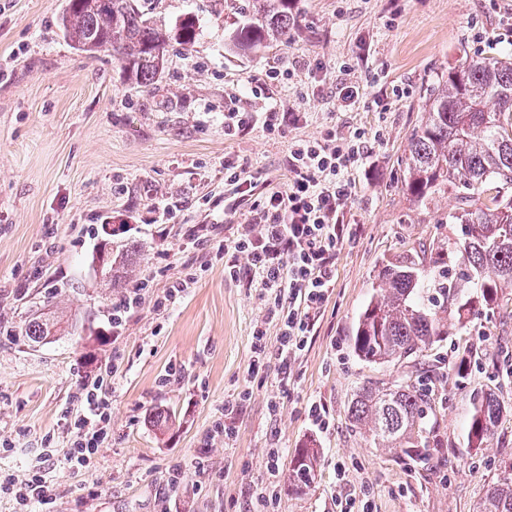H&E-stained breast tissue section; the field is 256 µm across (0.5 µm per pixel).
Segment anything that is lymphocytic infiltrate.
I'll return each instance as SVG.
<instances>
[{"instance_id":"obj_1","label":"lymphocytic infiltrate","mask_w":512,"mask_h":512,"mask_svg":"<svg viewBox=\"0 0 512 512\" xmlns=\"http://www.w3.org/2000/svg\"><path fill=\"white\" fill-rule=\"evenodd\" d=\"M369 147L362 134L346 144L332 134L294 141L286 187L265 195L255 205L251 222L237 225L218 246L224 254L225 277L247 280L261 296L274 298L280 320V373H287L291 361L311 341L336 284V247L348 230L339 223L338 214L350 197L348 173L367 160ZM240 254L246 255L247 266L237 263ZM82 405L64 461L70 468L90 470L109 434V386L99 380L84 385ZM0 491L13 494L24 512L55 499V489L40 469L21 479L6 477L0 481Z\"/></svg>"}]
</instances>
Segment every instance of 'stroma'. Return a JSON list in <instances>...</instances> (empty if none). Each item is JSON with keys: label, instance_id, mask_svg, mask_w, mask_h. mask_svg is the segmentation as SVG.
<instances>
[{"label": "stroma", "instance_id": "obj_1", "mask_svg": "<svg viewBox=\"0 0 512 512\" xmlns=\"http://www.w3.org/2000/svg\"><path fill=\"white\" fill-rule=\"evenodd\" d=\"M139 4L170 27L192 17L197 32L192 50L170 44L165 73L146 94L111 55L87 56L64 38L63 0H0V441L11 443L0 449V472L44 467L57 492L51 512H336L337 500L365 495L374 512H474L512 457V307L449 323L434 344L442 380L429 417L441 450L425 467L371 447L348 421L359 387L402 374L358 359L351 339L383 264L460 232L448 221L454 196L421 205L407 193L405 150L427 89L450 66L512 50V0H297L290 42L258 56L227 46L246 0ZM347 83L360 87L349 107L337 96ZM259 84L281 111L300 113L299 124L269 130L257 120L225 137V101L235 94L241 111H260ZM330 130L340 141L367 132L375 164L349 173L339 219L350 238L336 249L335 288L284 382L269 304L246 281L225 278L223 254L194 244L189 230L249 223L255 201L287 183L291 142ZM228 155L252 182L247 196L224 187ZM172 196L190 206L171 218L156 205ZM110 224L131 230L111 238ZM106 239L116 255L135 246L132 269L149 282L117 331L112 305L126 288L94 263ZM188 275L195 281L183 297L157 307L168 283ZM41 309L77 315L76 333L36 347L15 341L12 331ZM259 325L268 355L256 368ZM112 369L98 464L70 469L63 452L81 387ZM489 389L507 410L490 445L473 448L471 403ZM244 391L249 400L225 420L231 437L218 434L225 401ZM313 403L328 428L309 420ZM160 409L174 418L164 434L152 423ZM310 441L321 451L314 481L280 493L291 455Z\"/></svg>", "mask_w": 512, "mask_h": 512}]
</instances>
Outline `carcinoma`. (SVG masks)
Masks as SVG:
<instances>
[{
  "mask_svg": "<svg viewBox=\"0 0 512 512\" xmlns=\"http://www.w3.org/2000/svg\"><path fill=\"white\" fill-rule=\"evenodd\" d=\"M244 20L230 42L254 53L290 39L299 25L296 0H247ZM59 26L74 49L89 56L108 52L125 80L148 92L162 76L166 52L177 40L195 42L191 18L169 30L137 0H68ZM406 190L426 205L440 194L458 200L452 223L461 236L430 250L428 264L408 257L382 266L374 294L359 315L352 336L354 354L377 365L403 364L448 335V320L460 326L502 307L512 289V55L471 57L448 68L428 93L424 117L408 140ZM62 322L34 316L18 331L33 345L46 344ZM431 392L411 377L388 385L369 382L353 395L351 425L376 448L427 465V409ZM506 411L493 391L473 399L469 446L484 448ZM320 461L313 444L296 449L287 490L309 486ZM477 512H512V460L487 485Z\"/></svg>",
  "mask_w": 512,
  "mask_h": 512,
  "instance_id": "1",
  "label": "carcinoma"
}]
</instances>
